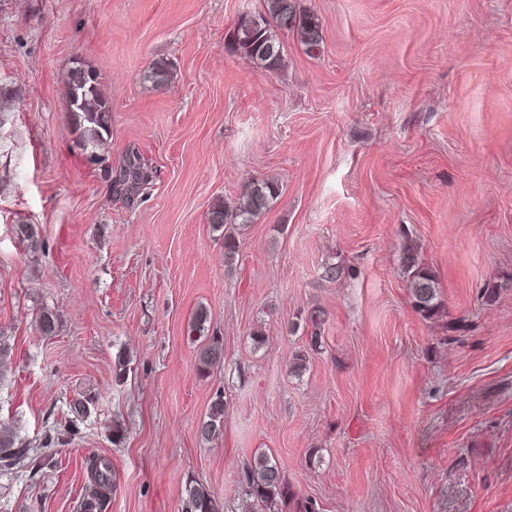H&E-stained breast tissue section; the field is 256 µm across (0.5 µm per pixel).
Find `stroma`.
<instances>
[{
  "instance_id": "1",
  "label": "stroma",
  "mask_w": 512,
  "mask_h": 512,
  "mask_svg": "<svg viewBox=\"0 0 512 512\" xmlns=\"http://www.w3.org/2000/svg\"><path fill=\"white\" fill-rule=\"evenodd\" d=\"M261 4L0 0V424L36 451L70 399L96 398L39 471L0 472V512H79L94 455L116 476L105 512H182L191 481L241 512L261 453L319 512H512V0H296L324 43L311 56L282 34L277 74L225 46ZM78 60L112 109L94 160L67 112ZM132 153L151 183L116 195ZM259 177L281 194L225 267L209 208ZM410 253L438 282L430 319ZM202 309L224 340L206 374ZM219 391L224 432L205 443ZM405 262L415 310L424 317L435 315L440 303L433 273L413 255L407 256Z\"/></svg>"
}]
</instances>
